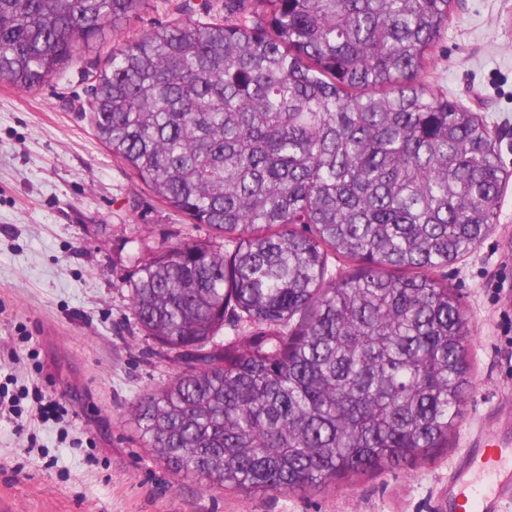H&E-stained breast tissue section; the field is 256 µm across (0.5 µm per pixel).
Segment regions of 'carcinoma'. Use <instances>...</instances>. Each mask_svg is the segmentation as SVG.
I'll use <instances>...</instances> for the list:
<instances>
[{"label":"carcinoma","mask_w":512,"mask_h":512,"mask_svg":"<svg viewBox=\"0 0 512 512\" xmlns=\"http://www.w3.org/2000/svg\"><path fill=\"white\" fill-rule=\"evenodd\" d=\"M140 2L0 0V83L38 89ZM451 3L224 0L97 74L95 137L210 230L130 284L145 336L186 358L133 414L175 478L291 493L448 447L469 326L435 272L488 235L508 179L489 126L424 82ZM229 308L257 331L205 352Z\"/></svg>","instance_id":"1"}]
</instances>
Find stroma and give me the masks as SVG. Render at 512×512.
Instances as JSON below:
<instances>
[{"instance_id": "stroma-1", "label": "stroma", "mask_w": 512, "mask_h": 512, "mask_svg": "<svg viewBox=\"0 0 512 512\" xmlns=\"http://www.w3.org/2000/svg\"><path fill=\"white\" fill-rule=\"evenodd\" d=\"M224 0H141L40 89L0 85V512H440L448 474L481 435H512V180L491 233L445 268L466 312L473 388L445 451L326 490L205 492L175 480L127 423L185 369L141 332L130 283L167 242L209 230L157 199L94 136V70L112 48ZM434 91L478 112L512 176V0H453ZM40 396H33L32 387ZM65 408L37 422L35 398Z\"/></svg>"}]
</instances>
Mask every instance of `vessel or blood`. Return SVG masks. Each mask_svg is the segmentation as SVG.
I'll return each mask as SVG.
<instances>
[{
  "mask_svg": "<svg viewBox=\"0 0 512 512\" xmlns=\"http://www.w3.org/2000/svg\"><path fill=\"white\" fill-rule=\"evenodd\" d=\"M512 495V439H477L448 477L445 502L450 512H503Z\"/></svg>",
  "mask_w": 512,
  "mask_h": 512,
  "instance_id": "1",
  "label": "vessel or blood"
}]
</instances>
